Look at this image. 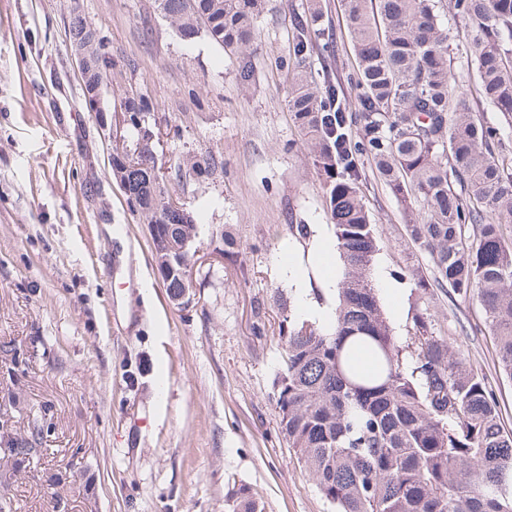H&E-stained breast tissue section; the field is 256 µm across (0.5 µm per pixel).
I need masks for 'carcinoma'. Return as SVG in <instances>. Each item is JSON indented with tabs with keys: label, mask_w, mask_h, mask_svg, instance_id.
<instances>
[{
	"label": "carcinoma",
	"mask_w": 512,
	"mask_h": 512,
	"mask_svg": "<svg viewBox=\"0 0 512 512\" xmlns=\"http://www.w3.org/2000/svg\"><path fill=\"white\" fill-rule=\"evenodd\" d=\"M265 0H156L180 38L203 32L231 53L250 50ZM357 61L358 108L344 85L308 72L323 31L297 29L298 76L288 107L327 189L326 207L343 263L330 325L291 316L280 326L284 366L273 380L279 427L296 461L336 512H512V434L485 378L463 367L447 339L417 318L400 343L371 278L378 237L360 184L363 160L410 211V241L431 277L418 286L477 296L497 364L512 379V0H449L471 22L467 66L506 125L477 118L457 90L442 0H340ZM71 40L96 48L88 90L104 85L106 45L84 15ZM127 148L112 151V175L127 202L158 227L152 253L169 297L190 300L196 224L165 205L157 174L160 130L144 100L124 102ZM371 361L362 365L361 357ZM234 512H263L247 488Z\"/></svg>",
	"instance_id": "carcinoma-1"
}]
</instances>
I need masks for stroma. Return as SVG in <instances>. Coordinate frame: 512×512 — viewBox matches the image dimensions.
Masks as SVG:
<instances>
[{"label":"stroma","mask_w":512,"mask_h":512,"mask_svg":"<svg viewBox=\"0 0 512 512\" xmlns=\"http://www.w3.org/2000/svg\"><path fill=\"white\" fill-rule=\"evenodd\" d=\"M305 0H265L257 39L231 55L183 42L154 0H0V420L11 437L43 427L41 451L10 480L17 512H232L248 488L264 512H334L278 425L283 314L298 317L290 269L334 307L311 233H334L325 188L290 117L288 84ZM325 46L313 72H354L339 0H323ZM81 11L109 52L104 114L88 111L66 38ZM451 67L477 115L466 20L450 24ZM249 66L251 80L239 72ZM141 94L164 137L157 163L196 224L188 306L169 298L148 228L110 172L122 103ZM208 175L176 177L185 155ZM361 191L379 233L374 282L397 340L430 322L494 389L512 431V379L500 375L477 297L416 286L430 271L406 210L374 175ZM308 225L301 237L298 225ZM239 244L221 253L222 235Z\"/></svg>","instance_id":"obj_1"}]
</instances>
